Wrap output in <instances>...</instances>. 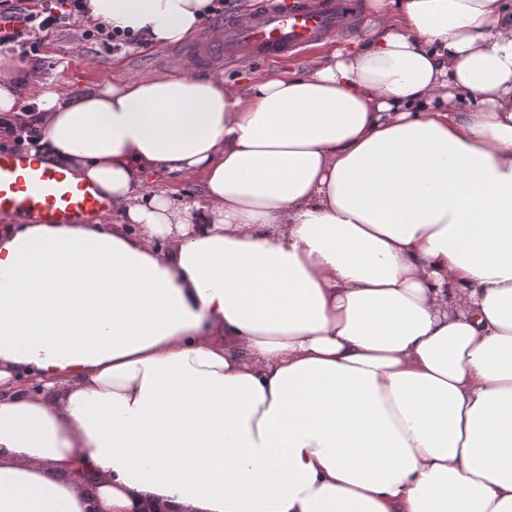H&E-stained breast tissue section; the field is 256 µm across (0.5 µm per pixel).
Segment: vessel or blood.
Segmentation results:
<instances>
[{"label":"vessel or blood","instance_id":"obj_1","mask_svg":"<svg viewBox=\"0 0 512 512\" xmlns=\"http://www.w3.org/2000/svg\"><path fill=\"white\" fill-rule=\"evenodd\" d=\"M349 0H263L235 14L215 38L198 47L224 62H264L298 55L330 36L352 30ZM111 203L89 183L54 160L0 149V215L27 224H81L110 211Z\"/></svg>","mask_w":512,"mask_h":512}]
</instances>
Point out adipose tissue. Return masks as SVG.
Instances as JSON below:
<instances>
[{"mask_svg": "<svg viewBox=\"0 0 512 512\" xmlns=\"http://www.w3.org/2000/svg\"><path fill=\"white\" fill-rule=\"evenodd\" d=\"M209 2L87 5L165 46ZM367 8L240 89L39 86L121 218L0 228V512H512V0ZM199 187V178L195 175H174L151 185L152 190H163L189 203L198 198Z\"/></svg>", "mask_w": 512, "mask_h": 512, "instance_id": "1", "label": "adipose tissue"}]
</instances>
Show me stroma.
Instances as JSON below:
<instances>
[{
  "label": "stroma",
  "instance_id": "obj_1",
  "mask_svg": "<svg viewBox=\"0 0 512 512\" xmlns=\"http://www.w3.org/2000/svg\"><path fill=\"white\" fill-rule=\"evenodd\" d=\"M335 46V41L330 40L302 54L275 61L241 60L223 65L211 60H193L195 44L191 41L167 46L147 42L130 49H115L105 43L81 41L76 31L63 30L43 39L36 78L51 84L64 100L112 82L145 80L160 71H180L189 65L198 74L216 75L243 85L257 77L301 67Z\"/></svg>",
  "mask_w": 512,
  "mask_h": 512
}]
</instances>
